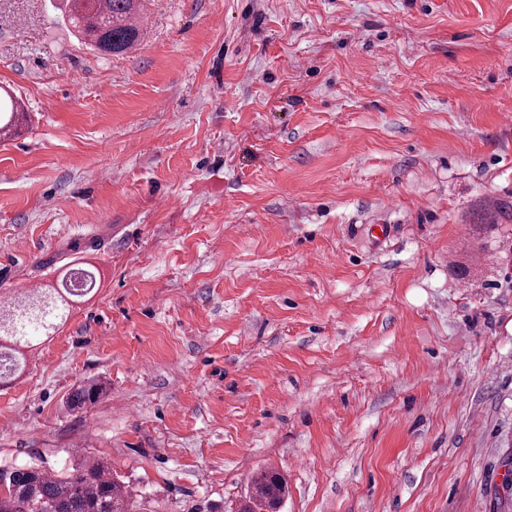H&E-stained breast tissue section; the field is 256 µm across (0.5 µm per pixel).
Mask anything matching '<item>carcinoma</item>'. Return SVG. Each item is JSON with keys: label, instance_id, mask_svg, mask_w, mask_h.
<instances>
[{"label": "carcinoma", "instance_id": "cac0c4a2", "mask_svg": "<svg viewBox=\"0 0 512 512\" xmlns=\"http://www.w3.org/2000/svg\"><path fill=\"white\" fill-rule=\"evenodd\" d=\"M70 27L101 54H121L133 49L141 38L138 23L142 0H63L60 8ZM22 113L13 98L0 99V131H8ZM512 221V204L493 201L487 205L485 223ZM73 272H66L64 291L51 288L39 295L0 306V387L9 383L22 362L5 350L4 342L16 346L36 336H48L71 313V297L84 296L94 283L67 285ZM105 382L90 380L72 393L69 406L82 412L107 393ZM254 490L241 512H280L287 488L279 473L264 470L253 480ZM0 512H132L131 493L112 477L103 460H92L71 472H54L39 465L0 468Z\"/></svg>", "mask_w": 512, "mask_h": 512}]
</instances>
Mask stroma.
Wrapping results in <instances>:
<instances>
[{
    "label": "stroma",
    "instance_id": "obj_1",
    "mask_svg": "<svg viewBox=\"0 0 512 512\" xmlns=\"http://www.w3.org/2000/svg\"><path fill=\"white\" fill-rule=\"evenodd\" d=\"M117 55L0 0V296L97 278L0 388V467L134 512H512V0H143ZM107 397L74 414L82 381ZM254 490L239 511L280 512L287 488L279 473L264 470L253 480Z\"/></svg>",
    "mask_w": 512,
    "mask_h": 512
}]
</instances>
